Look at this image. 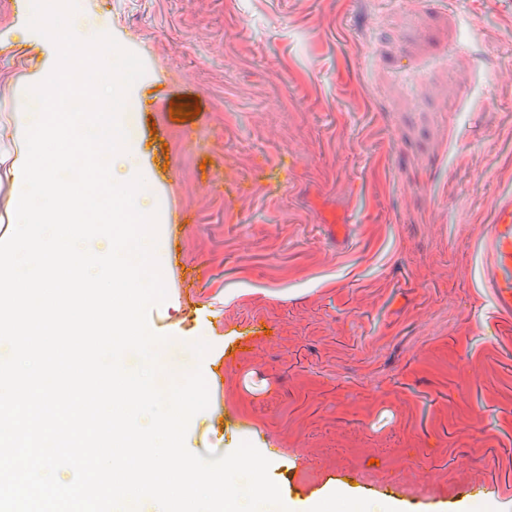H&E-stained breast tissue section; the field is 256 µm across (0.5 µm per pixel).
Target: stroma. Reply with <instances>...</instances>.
I'll use <instances>...</instances> for the list:
<instances>
[{
	"label": "stroma",
	"instance_id": "1",
	"mask_svg": "<svg viewBox=\"0 0 512 512\" xmlns=\"http://www.w3.org/2000/svg\"><path fill=\"white\" fill-rule=\"evenodd\" d=\"M0 0V225L26 156L16 100L56 50ZM144 75L124 119L152 176L153 307L211 349L195 454L251 442L296 505L512 512V329L478 241L512 191V0H79ZM192 119L177 122L171 104Z\"/></svg>",
	"mask_w": 512,
	"mask_h": 512
}]
</instances>
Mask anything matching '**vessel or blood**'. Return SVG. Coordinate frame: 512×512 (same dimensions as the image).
I'll list each match as a JSON object with an SVG mask.
<instances>
[{
    "label": "vessel or blood",
    "instance_id": "b4317fda",
    "mask_svg": "<svg viewBox=\"0 0 512 512\" xmlns=\"http://www.w3.org/2000/svg\"><path fill=\"white\" fill-rule=\"evenodd\" d=\"M482 280L499 312L512 325V194L497 202L485 242Z\"/></svg>",
    "mask_w": 512,
    "mask_h": 512
}]
</instances>
